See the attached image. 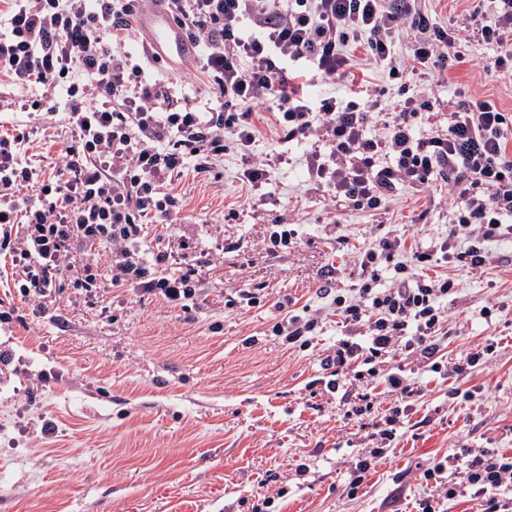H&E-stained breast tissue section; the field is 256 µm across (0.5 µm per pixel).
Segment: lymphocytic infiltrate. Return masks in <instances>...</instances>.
I'll return each mask as SVG.
<instances>
[{
    "label": "lymphocytic infiltrate",
    "mask_w": 512,
    "mask_h": 512,
    "mask_svg": "<svg viewBox=\"0 0 512 512\" xmlns=\"http://www.w3.org/2000/svg\"><path fill=\"white\" fill-rule=\"evenodd\" d=\"M5 2L0 78L59 94L69 129L44 165L28 155L30 129L0 136V254L36 307L66 280L90 305L131 290L184 310L196 304L201 268L219 259L176 258L189 244L166 235L183 210L175 184L186 168L209 173L236 153L247 202L260 199L286 160L257 149L265 114L279 144H306L324 205L379 211L402 187L447 186L454 211L438 249L382 236L361 253L356 284L339 288L330 276L318 289L348 331L321 360L328 388L378 378L396 400L352 468L357 495L424 387L385 360L412 355L422 373L442 371L445 301L456 288L439 267L483 266L487 243L512 238V113L463 90L437 111L427 84L463 63L471 37L494 46L493 68L512 75V0H493L488 24L474 5L454 28L431 22L418 0H166L199 49L205 107L150 78L143 54L127 50L144 0ZM375 71L412 85V96L384 111ZM316 81L330 93L310 96ZM422 476L437 487L415 512L458 497L480 512H512V497L497 496L512 487V454L465 448L432 458Z\"/></svg>",
    "instance_id": "lymphocytic-infiltrate-1"
}]
</instances>
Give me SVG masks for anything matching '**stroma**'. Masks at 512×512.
Segmentation results:
<instances>
[{"label":"stroma","mask_w":512,"mask_h":512,"mask_svg":"<svg viewBox=\"0 0 512 512\" xmlns=\"http://www.w3.org/2000/svg\"><path fill=\"white\" fill-rule=\"evenodd\" d=\"M493 46L470 43L465 64L448 69L441 101L465 87L512 112V77L490 69ZM303 149L274 174L264 200L232 222L224 210L246 194L239 157L217 166L219 188L186 170L176 185L185 223L174 239L192 242L186 260L220 252L202 269V296L190 311L133 292L108 311L79 304L73 288L44 310L0 284V512H410L430 495L429 458L467 445L512 453V243L493 242L479 268L449 267L459 290L448 298V363L495 339L492 363L462 382L431 377L404 417L386 461L349 497L348 467L391 404L371 381L373 407L349 414L331 392L321 358L344 338L331 311L307 348L273 335L278 301L322 308L316 291L330 267L350 285L375 227L426 247L440 244L453 207L448 190L401 188L387 209L325 208L311 190ZM296 225L299 241L271 250L273 225ZM261 289L260 304L225 307L238 291ZM502 312L484 319L488 298ZM475 387L474 400L449 398ZM56 426L44 434L46 422Z\"/></svg>","instance_id":"1"}]
</instances>
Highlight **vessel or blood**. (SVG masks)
<instances>
[{
  "mask_svg": "<svg viewBox=\"0 0 512 512\" xmlns=\"http://www.w3.org/2000/svg\"><path fill=\"white\" fill-rule=\"evenodd\" d=\"M163 2L164 0H150L149 7L142 15V29L156 58L171 65L188 64L195 58L197 49L173 23Z\"/></svg>",
  "mask_w": 512,
  "mask_h": 512,
  "instance_id": "vessel-or-blood-1",
  "label": "vessel or blood"
}]
</instances>
